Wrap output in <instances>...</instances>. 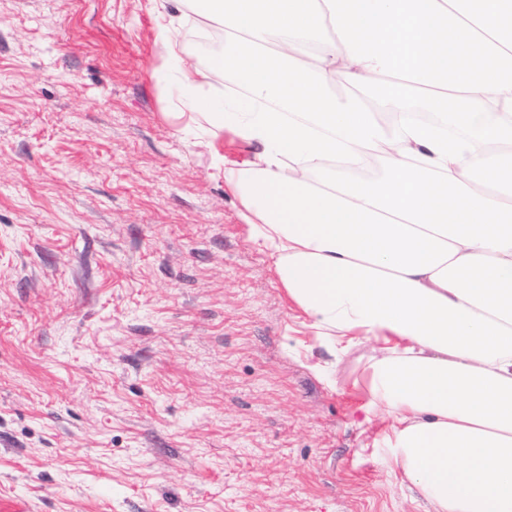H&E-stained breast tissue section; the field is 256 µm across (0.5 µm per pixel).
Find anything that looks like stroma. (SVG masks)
<instances>
[{
  "instance_id": "35a3bbf8",
  "label": "stroma",
  "mask_w": 512,
  "mask_h": 512,
  "mask_svg": "<svg viewBox=\"0 0 512 512\" xmlns=\"http://www.w3.org/2000/svg\"><path fill=\"white\" fill-rule=\"evenodd\" d=\"M178 0H0V495L30 512H433L357 463L364 343L331 357L159 85Z\"/></svg>"
}]
</instances>
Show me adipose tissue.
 <instances>
[{
	"mask_svg": "<svg viewBox=\"0 0 512 512\" xmlns=\"http://www.w3.org/2000/svg\"><path fill=\"white\" fill-rule=\"evenodd\" d=\"M179 2L224 50L200 68L158 25L156 78L258 145L212 165L332 353L372 343L385 461L435 512H512V0Z\"/></svg>",
	"mask_w": 512,
	"mask_h": 512,
	"instance_id": "obj_1",
	"label": "adipose tissue"
}]
</instances>
